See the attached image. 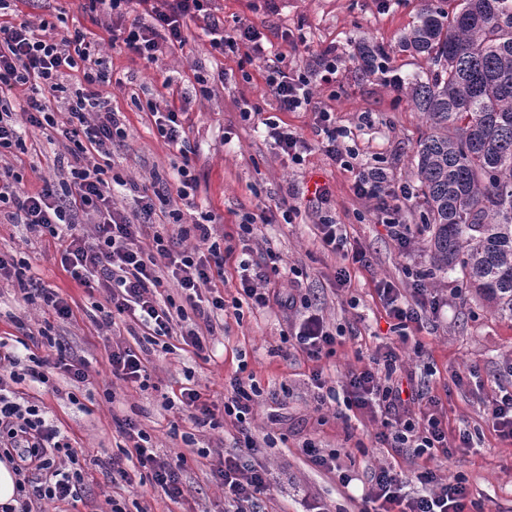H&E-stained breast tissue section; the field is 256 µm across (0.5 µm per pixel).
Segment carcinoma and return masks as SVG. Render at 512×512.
<instances>
[{
	"instance_id": "carcinoma-1",
	"label": "carcinoma",
	"mask_w": 512,
	"mask_h": 512,
	"mask_svg": "<svg viewBox=\"0 0 512 512\" xmlns=\"http://www.w3.org/2000/svg\"><path fill=\"white\" fill-rule=\"evenodd\" d=\"M424 0L403 36L426 76L402 79L429 132L415 152L437 271L460 270L494 312L512 316V0ZM382 50L358 49L372 72Z\"/></svg>"
}]
</instances>
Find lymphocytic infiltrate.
<instances>
[{
    "label": "lymphocytic infiltrate",
    "instance_id": "obj_1",
    "mask_svg": "<svg viewBox=\"0 0 512 512\" xmlns=\"http://www.w3.org/2000/svg\"><path fill=\"white\" fill-rule=\"evenodd\" d=\"M103 1L110 10L108 30L113 38L122 40L130 53L149 61L157 59L165 45H185L184 25L197 17L208 21L212 50L223 54L247 45L255 55L265 53L252 27L224 31L219 20L211 16L212 0H87L88 7L96 9ZM133 1L144 5L147 21L127 22ZM69 70L83 74L81 87L67 101L66 126L60 128L62 135L74 143L66 163L70 182L61 189L46 185L30 193L20 189L19 176L8 170L0 172V217L58 241L63 269L79 284L105 293L108 307L100 312L102 323L114 325L116 316L122 314L139 320L144 329L139 346L119 342L112 349L109 363L113 377L146 384L143 356L165 337H180L195 352H204L205 338L214 335L217 328L215 316L226 307L238 309L245 304L258 309L272 305L285 310L303 307L306 314L291 334L296 346L312 360L331 353L335 333L322 316L313 312L308 298L282 287L276 253L266 254L269 273L253 276L248 272L249 241L255 226L272 223L277 214L285 223H292L296 209L287 200L245 216L235 247L215 239L209 215L169 232L156 230L152 221L156 206L168 200L160 191L141 195L132 212L113 208L111 146L126 137L127 128L120 113L108 108L101 96L99 88L109 78L84 33L46 21L35 28L25 21L0 19V152H25L23 125L58 128L49 102L64 92L63 79ZM315 73L322 81L332 80L336 73L334 50L322 53L319 71L275 66L269 69L266 81L280 111L313 112L316 134L326 155L340 168L356 170V195L375 201L390 238L400 248H407L412 231L402 217L401 203L414 196V185L405 183L396 188L383 168L356 167V152L343 142L345 130L337 126L332 112L312 100L309 84ZM16 90L23 92L26 103L19 117L10 101ZM190 236L196 238L197 245L188 252L181 245ZM237 249L243 254L240 288L237 297L228 303L210 285L214 278L223 276L227 257ZM169 286L184 294V303H176L166 294ZM206 288L211 291L207 297L202 294ZM377 293L387 314L402 325L418 321L425 312L439 314L444 307L442 299L420 279L414 282L409 302L403 301L399 290L388 282L381 283ZM51 346L57 351L55 360L36 357L23 374L0 377V440L14 452L15 471L29 488L27 499L19 506L6 504L0 506V512H38L42 502L75 500L84 490V468L70 438L46 419L39 403L19 396L12 388L13 382L24 375L33 382L48 384L53 368L63 370L76 382L87 381L85 362L73 356L64 341L53 340ZM378 359L383 372L367 368L351 374L339 392L326 388L321 371H313L312 379L328 397L342 395L346 409L383 415L385 430L378 439L395 454L410 452L420 457L448 453V427L442 418L427 409L417 417L405 410L403 389L393 377L398 361L395 350L385 348ZM261 395L253 378L232 376L224 386L225 416L246 424ZM119 431L128 444L103 464L111 481L127 482L132 473L141 471L151 487L161 489L170 499L181 497L186 454H177L170 461L158 460L150 435L134 420H124ZM260 449V444L248 435L237 454L225 457L218 474L227 503L225 512H261L262 498L273 484L267 471L253 463ZM413 482L426 485V492L407 494L405 488ZM466 498L467 487L462 481L442 483L431 470L407 474L391 465L369 469L362 494L364 503L374 504V512H464Z\"/></svg>",
    "mask_w": 512,
    "mask_h": 512
}]
</instances>
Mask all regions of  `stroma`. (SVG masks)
Segmentation results:
<instances>
[{
	"mask_svg": "<svg viewBox=\"0 0 512 512\" xmlns=\"http://www.w3.org/2000/svg\"><path fill=\"white\" fill-rule=\"evenodd\" d=\"M8 2V13L16 20L37 25L61 17L99 43L111 76L100 91L109 107L125 115L129 128L127 137L112 146V171L123 181L114 192L113 206L132 211L143 191L178 183V168L186 161L196 181L188 198L171 197L170 210L191 207L212 213L216 235L234 244L244 215L256 212L261 203L287 199L298 209L296 219L290 224L279 219L257 225L250 257L258 259L269 248L278 252L282 267L296 270L301 294L338 332L333 353L320 360H309L296 348L283 358L277 350L283 347V334L298 323L299 311L244 306L224 314V330L213 336L207 352L177 349L149 355L150 385L142 390L113 378L109 371L112 331L92 320L93 305L103 301V293L79 285L63 270L57 242L20 224L0 223V252L25 259L29 276L56 290L72 310L70 319L59 320L40 305L25 303L17 283L1 282L0 337L11 339L50 327L52 335L62 337L86 362L89 373L84 383L59 370L52 388L28 380L18 386L39 398L47 418L82 448L87 459L81 498L43 503L44 512H108L111 498L124 512H224V488L216 471L225 456L237 451V427L227 422L214 430H197L165 410L163 403L165 395L189 381L202 401L223 415L224 381L241 366L265 391L249 424L252 436L264 444L257 461L281 481L264 497L265 512H362L361 477L367 469L386 465L404 472L424 465L442 480L462 478L469 492L466 512H512V440L500 438L485 415L487 400L499 390H512V317L493 313L466 288L460 272L434 270L422 195L403 204L414 237L407 249H400L378 221L374 201L355 194L353 175L338 168L319 145L312 113L279 111L266 84L271 57H281L288 68H313L325 49L335 48L336 77L330 83L313 80L314 102L333 112L337 125L346 128L345 143L357 152L359 163L384 168L392 184L413 181L415 147L428 131L426 119L382 73L361 71L356 56L361 45H375L385 49L387 67L402 76L425 72L424 57L400 47L422 0H214L212 13L225 28L245 25L260 32L265 56L242 50L212 52L204 20L194 19L185 30L187 45L166 50L154 62L112 41L105 8L84 10V0ZM199 74L213 79L209 96L195 91ZM147 100L161 109L175 105L182 112L184 148L168 145L157 134L152 117L140 108ZM255 104L264 116L277 117L306 139L310 151L302 163H293L274 149L257 121L242 119L241 109ZM27 147V153L0 158V169L8 167L21 175L22 189L36 191L66 178L58 164L69 151L66 139L31 127ZM318 185L330 186L336 221L351 243L365 252L367 265L322 247L313 202ZM343 267L349 280L341 286L336 273ZM417 278L445 300L444 313L397 331L377 287L387 281L407 297ZM386 344L399 355L397 378L412 380L415 388L437 400V411L448 423L452 456L394 454L375 439L382 429L380 418L358 411L340 418L333 405L318 406L313 370H322L329 385L342 386L350 373L372 367ZM125 418L151 434L160 458L184 451L186 432L194 433L204 448V456L188 458L180 502L147 485H112L104 469L93 465V458H107L124 446L117 423ZM464 430L473 436L467 448L460 441ZM269 438L274 447H266ZM308 440L323 450L341 451L342 465L353 477L350 487L342 486L337 473L310 462L302 449Z\"/></svg>",
	"mask_w": 512,
	"mask_h": 512,
	"instance_id": "35a3bbf8",
	"label": "stroma"
}]
</instances>
